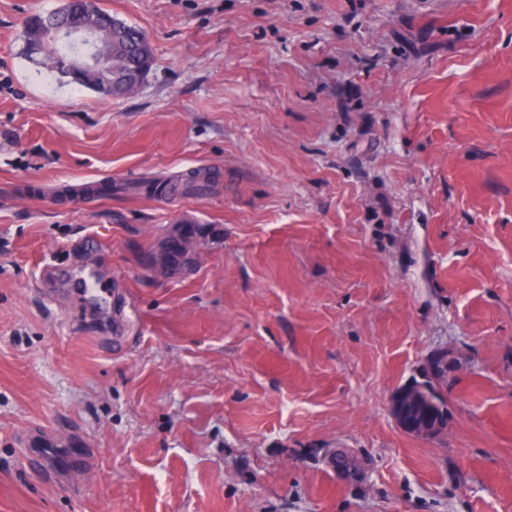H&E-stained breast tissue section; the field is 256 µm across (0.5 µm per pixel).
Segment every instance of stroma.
Returning <instances> with one entry per match:
<instances>
[{"label":"stroma","instance_id":"stroma-1","mask_svg":"<svg viewBox=\"0 0 512 512\" xmlns=\"http://www.w3.org/2000/svg\"><path fill=\"white\" fill-rule=\"evenodd\" d=\"M96 3L132 94L29 54L62 0H0V512H512V0ZM440 348L425 440L389 401ZM101 15L103 28L106 30V39L112 40V71L113 74H122L126 71L146 69L147 75L153 55L146 35L139 29L112 19V16L104 13L94 3L85 13H75L70 19L77 25H85L90 22L97 23V17ZM49 16V14H47ZM46 15L42 14H34L30 16L27 20L26 24V41L28 45V50L30 54L37 53L39 51H42L45 49L46 43L43 39V30L42 26L44 23V20L48 17H43ZM38 47V50H35V48ZM428 372V378L425 381H432L435 378L448 379V373L454 369V362L448 359L446 351H434L424 364Z\"/></svg>","mask_w":512,"mask_h":512}]
</instances>
